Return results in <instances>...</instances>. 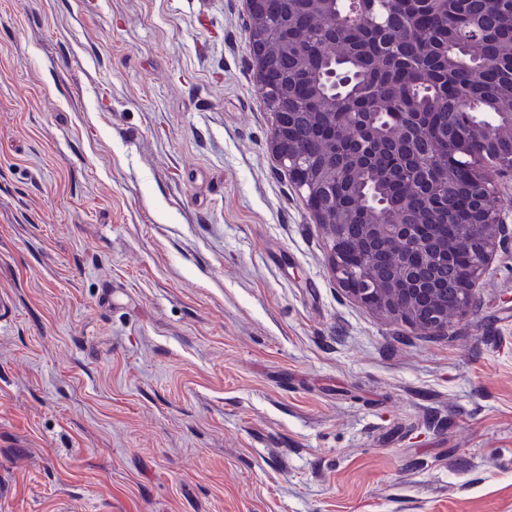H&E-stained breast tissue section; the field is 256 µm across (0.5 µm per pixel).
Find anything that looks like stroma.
<instances>
[{
    "mask_svg": "<svg viewBox=\"0 0 512 512\" xmlns=\"http://www.w3.org/2000/svg\"><path fill=\"white\" fill-rule=\"evenodd\" d=\"M244 0H0V512H512V243L431 336L271 152Z\"/></svg>",
    "mask_w": 512,
    "mask_h": 512,
    "instance_id": "stroma-1",
    "label": "stroma"
}]
</instances>
